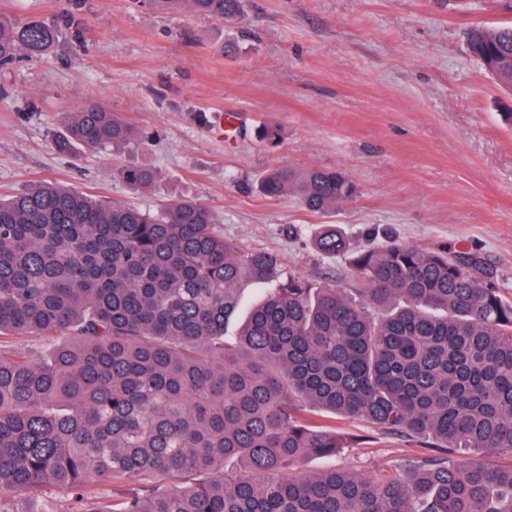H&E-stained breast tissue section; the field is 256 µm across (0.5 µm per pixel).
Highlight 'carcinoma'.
<instances>
[{
	"label": "carcinoma",
	"instance_id": "carcinoma-1",
	"mask_svg": "<svg viewBox=\"0 0 512 512\" xmlns=\"http://www.w3.org/2000/svg\"><path fill=\"white\" fill-rule=\"evenodd\" d=\"M216 20L243 0H142ZM45 24L0 13V67L48 51ZM471 54L512 87V26H476ZM132 128L107 107L74 112L62 152L119 146ZM134 188L147 166H122ZM256 191L316 213L358 193L340 171L267 172ZM190 198L142 209L42 181L0 197V512L42 486L66 512H512V300L475 257L396 240H315L344 254L359 287L305 279L224 241ZM245 280L272 285L228 344ZM65 340L49 359L8 336ZM329 413L384 435L427 438L392 475L290 474L333 456Z\"/></svg>",
	"mask_w": 512,
	"mask_h": 512
}]
</instances>
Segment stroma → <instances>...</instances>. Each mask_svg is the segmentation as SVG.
Returning <instances> with one entry per match:
<instances>
[{
	"label": "stroma",
	"mask_w": 512,
	"mask_h": 512,
	"mask_svg": "<svg viewBox=\"0 0 512 512\" xmlns=\"http://www.w3.org/2000/svg\"><path fill=\"white\" fill-rule=\"evenodd\" d=\"M57 32L40 58L0 67V195L36 181L155 209L173 196L205 202L226 241L277 253L286 270L342 289L346 258L313 245L324 224L362 244L386 234L483 261L512 299V91L470 54L477 25L512 24V0H244L238 20L164 14L140 0H0ZM103 104L138 140L75 155L54 139L68 112ZM235 118L229 135L214 123ZM275 126L276 146L258 142ZM145 165L147 191L115 174ZM338 170L359 193L336 211L253 189L267 171ZM345 446L307 472L366 476L422 444L337 420Z\"/></svg>",
	"instance_id": "1"
}]
</instances>
